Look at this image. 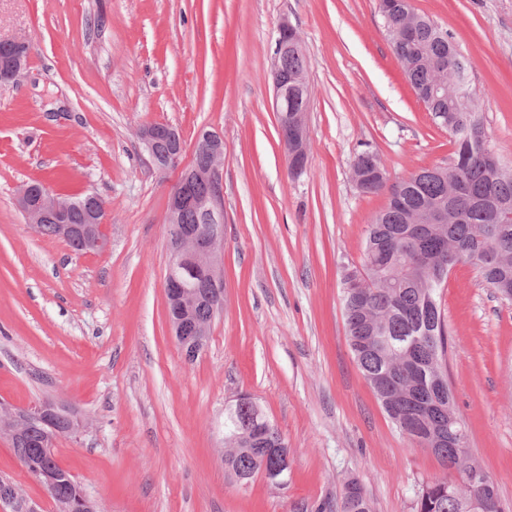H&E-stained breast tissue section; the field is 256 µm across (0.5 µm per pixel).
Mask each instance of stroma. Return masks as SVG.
I'll use <instances>...</instances> for the list:
<instances>
[{
	"mask_svg": "<svg viewBox=\"0 0 512 512\" xmlns=\"http://www.w3.org/2000/svg\"><path fill=\"white\" fill-rule=\"evenodd\" d=\"M470 62L488 143L512 166V0H413ZM300 36L311 92L299 178L273 110L276 29ZM31 43L0 88V402L49 398L86 423L59 463L102 512H339L347 480L373 512H412L455 470L399 432L347 342L342 269L360 264L390 182L454 151L415 96L377 0H0V38ZM172 125L185 151L157 170L139 138ZM224 136V299L186 360L168 321V201L200 129ZM37 181L106 202V251L77 254L16 205ZM447 374L473 455L512 507V305L469 264L439 290ZM249 395L288 442V482L224 470V407ZM0 480L53 503L0 437Z\"/></svg>",
	"mask_w": 512,
	"mask_h": 512,
	"instance_id": "1",
	"label": "stroma"
}]
</instances>
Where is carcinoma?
<instances>
[{
    "mask_svg": "<svg viewBox=\"0 0 512 512\" xmlns=\"http://www.w3.org/2000/svg\"><path fill=\"white\" fill-rule=\"evenodd\" d=\"M386 36L403 73L416 96L435 80L432 60L448 58V35L428 16L412 40L398 39L406 18L389 11L381 12ZM283 68L288 79L306 75L303 54L290 53ZM457 64L448 63L447 83L453 94L427 106L435 123L453 137V161L444 172L431 168L411 172L400 181V192L388 200L368 225L361 265L345 269L357 273L366 287L353 296L343 295L344 316L349 346L354 359L368 381L388 379L392 390L403 401V408L388 413L398 430L421 444L440 424L448 422V406L434 405L424 412L418 404L429 392L435 373L445 374L444 365L451 341L437 299L448 280L439 274L440 263L420 261L430 252L432 234L448 235V255L456 263L472 262L477 251H491L512 259V169L499 173L488 170L483 155L490 150L484 130L478 95L470 84L456 83ZM444 205L456 221L426 224L425 213ZM479 276L504 301L500 281L503 272L478 269ZM404 337L417 339L410 366L401 365L398 349L382 343H395ZM264 418L260 408L235 402L224 407V468L230 477L250 476L260 472L264 452L253 433L254 420ZM76 415L65 407L57 409L54 424L60 437L72 436ZM48 427L32 422L12 442L21 464L33 474L47 465L40 442ZM45 490L55 503L75 500L84 491L71 476H62ZM484 494H498L497 484L487 478L485 484L460 487L457 482L434 477L424 481L415 492L413 512H466L465 503ZM339 512H372L367 490L355 479L343 488Z\"/></svg>",
    "mask_w": 512,
    "mask_h": 512,
    "instance_id": "carcinoma-1",
    "label": "carcinoma"
}]
</instances>
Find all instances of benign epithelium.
<instances>
[{"label": "benign epithelium", "instance_id": "obj_1", "mask_svg": "<svg viewBox=\"0 0 512 512\" xmlns=\"http://www.w3.org/2000/svg\"><path fill=\"white\" fill-rule=\"evenodd\" d=\"M9 52L0 57V83H18L22 71L27 66L30 42L23 37L7 40ZM290 52H302V45L296 30L284 20L278 28L275 40L272 83L273 105L279 116L278 130L281 140L291 144L293 151L289 165L299 174L307 167L309 140L305 124V111L288 107L292 95L291 85L285 77L281 60ZM143 142L151 162L160 170L176 165L184 151L182 137L172 127L150 123L140 129ZM196 143L200 144L209 157V163L201 164L192 160L182 171L179 182L170 195L168 224L170 236L171 262L163 288L167 305L174 309L169 316V325L182 351L198 352L207 344L211 321H200L194 315V307L205 302L211 315H216L223 305L224 281L218 270L219 259L224 249V180L221 167L224 162V137L212 130L198 132ZM202 183L208 192L200 195L196 185ZM81 200L49 192L44 186L34 183L23 185L16 196V205L27 222L38 229L41 225L53 223L57 235L67 241L76 242L84 253L103 252L108 247V239L103 230L100 212L92 208L86 211L84 223L71 224L68 216ZM187 210L199 212L210 223L207 230L181 224L182 215ZM187 271L197 277L199 287L186 288L182 283V272ZM57 407L51 399H40L32 404L17 408L11 405L0 407L4 416L0 418V434L10 438L27 421L33 418L46 419ZM449 424L454 427L451 437H435L424 444L426 450L454 468L459 458L445 448L467 446V432L463 423L449 415ZM273 463L266 465L261 474L276 485L283 486L288 478V446L272 449ZM0 502L10 507L20 505L23 512H37L16 485L0 483ZM56 512H98L95 501L84 496L75 501L60 502Z\"/></svg>", "mask_w": 512, "mask_h": 512}]
</instances>
